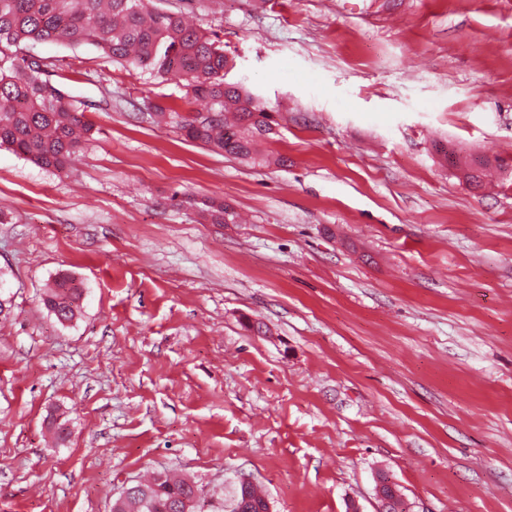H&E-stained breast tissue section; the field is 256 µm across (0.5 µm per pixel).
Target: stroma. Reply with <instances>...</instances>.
<instances>
[{
    "label": "stroma",
    "mask_w": 512,
    "mask_h": 512,
    "mask_svg": "<svg viewBox=\"0 0 512 512\" xmlns=\"http://www.w3.org/2000/svg\"><path fill=\"white\" fill-rule=\"evenodd\" d=\"M152 5L220 35L288 164L156 123L204 111L179 81L28 45L96 133L60 169L0 147V512H110L163 471L210 512L243 477L378 512L382 473L410 512H512V0ZM199 215L202 220L211 224H237V215L224 199L210 198L203 203ZM82 289L77 281L63 275L46 289L43 303L60 323L73 320L79 310Z\"/></svg>",
    "instance_id": "stroma-1"
}]
</instances>
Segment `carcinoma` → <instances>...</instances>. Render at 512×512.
<instances>
[{
  "label": "carcinoma",
  "mask_w": 512,
  "mask_h": 512,
  "mask_svg": "<svg viewBox=\"0 0 512 512\" xmlns=\"http://www.w3.org/2000/svg\"><path fill=\"white\" fill-rule=\"evenodd\" d=\"M90 45L118 63L155 76L178 77L187 94L220 116L205 123L178 116L185 139L215 153L255 160L254 138L271 129L272 112L241 83L225 80L230 61L216 37L147 0H0V147L7 146L45 167L71 164L93 135L73 100L47 78V64L23 51L28 42ZM199 215L211 224H235L224 200L203 202ZM82 289L63 275L46 289L43 303L61 322L73 320ZM188 480L160 473L127 486L120 512H179L195 496Z\"/></svg>",
  "instance_id": "cac0c4a2"
}]
</instances>
